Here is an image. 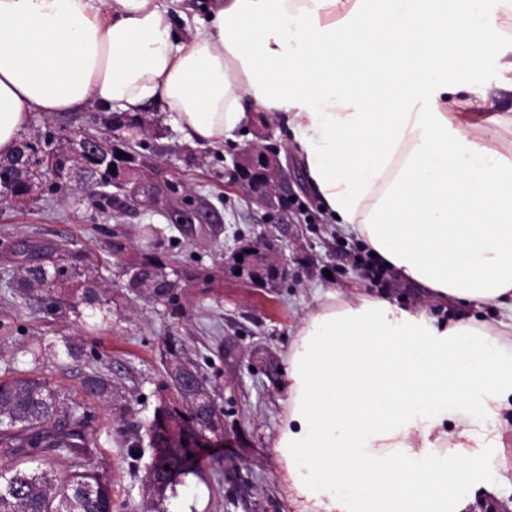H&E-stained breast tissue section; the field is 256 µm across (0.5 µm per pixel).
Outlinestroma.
<instances>
[{
  "label": "stroma",
  "instance_id": "35a3bbf8",
  "mask_svg": "<svg viewBox=\"0 0 512 512\" xmlns=\"http://www.w3.org/2000/svg\"><path fill=\"white\" fill-rule=\"evenodd\" d=\"M108 114L95 104L52 116L36 112L22 136L39 143L51 133L54 147L60 148L65 133H105ZM262 125L268 145L285 152L280 162L292 188L280 225L224 175ZM148 142V150L133 164L134 176L115 191L111 208L101 211L54 191L49 174L37 180L29 200L0 205V271L12 267L14 248L22 242L55 250L68 264L89 251L99 260L86 269V277L114 290L111 312L87 308L78 317L63 308L50 312L40 296L14 305L0 287V369L27 370L38 358L56 384L73 388L93 365L91 351L105 353L111 358L108 374L115 402L128 406L130 420L144 423L153 413L156 386L165 373V339L177 337L209 378L212 397L224 410V433L200 452L195 472L155 503L156 512H295L286 471L272 448L285 400L280 372L297 326L322 295L377 293L358 262L368 249L331 223L301 157L287 150L275 121L250 120L217 151L187 141L171 126L151 134ZM177 210L200 212L207 219L189 232L174 224ZM144 224L159 229L153 249L168 263L221 273L209 287L183 290L181 318L122 287L124 263L137 260L148 247L138 235ZM264 231L277 239L297 271L276 288L240 278L224 265L225 258L250 247ZM116 242L125 246L117 258L112 255ZM390 294L400 304L446 322H491L501 316L492 304L431 303L424 288L406 282ZM69 337L84 341L87 355L69 357L64 346ZM118 425L110 405L96 406L90 458L111 479L115 499L134 508L143 502L142 478L152 451L148 434H141L138 458L130 460L119 442ZM456 509L512 512V461L504 467L477 465L471 486L456 495Z\"/></svg>",
  "mask_w": 512,
  "mask_h": 512
}]
</instances>
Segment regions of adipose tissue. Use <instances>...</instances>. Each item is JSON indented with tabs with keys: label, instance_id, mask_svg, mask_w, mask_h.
Segmentation results:
<instances>
[{
	"label": "adipose tissue",
	"instance_id": "1",
	"mask_svg": "<svg viewBox=\"0 0 512 512\" xmlns=\"http://www.w3.org/2000/svg\"><path fill=\"white\" fill-rule=\"evenodd\" d=\"M181 2L0 0V156L32 113L91 102L162 104L212 147L263 112L338 230L399 280L512 308V148L471 133L512 128V0ZM285 364L273 448L299 512H453L476 464L505 459L512 319L446 323L330 292Z\"/></svg>",
	"mask_w": 512,
	"mask_h": 512
}]
</instances>
